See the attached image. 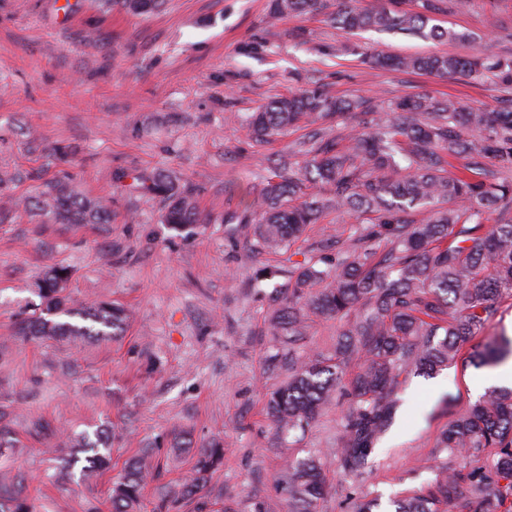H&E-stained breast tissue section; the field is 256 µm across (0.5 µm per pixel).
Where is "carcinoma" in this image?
Instances as JSON below:
<instances>
[{"label": "carcinoma", "mask_w": 512, "mask_h": 512, "mask_svg": "<svg viewBox=\"0 0 512 512\" xmlns=\"http://www.w3.org/2000/svg\"><path fill=\"white\" fill-rule=\"evenodd\" d=\"M132 15L160 10L163 0H101ZM451 0H376L372 8L341 0L330 23L347 34L376 31L460 43L467 34L436 23ZM323 0H270L268 18L317 14ZM373 68L438 78H492L512 88V55H387L364 44L338 45ZM347 112L356 124L336 132L311 129L288 154L267 158L257 193L237 216L250 254L278 252L310 224L334 210L352 219L370 215L349 235L328 234L321 250L336 256L288 266V295L270 317L283 342L303 336L308 315L340 322L336 355L308 357L268 402L280 431L304 433L336 394L339 373L351 361L357 372L342 418L336 449L342 471L359 477L378 438L391 423L409 372L432 375L462 356L463 344L479 336L512 296V96L491 109L427 93L403 96L378 111L372 97L340 96L327 83L274 97L247 119L252 139L264 143L300 124L332 120ZM128 187L164 200L161 222L176 229L204 223L191 186L166 172H139ZM27 205L58 224H110L106 201L84 195L68 180L48 182ZM72 270L49 267L38 283L41 303L24 314L18 334L26 338L120 336L129 316L121 305L100 302L72 308L65 295ZM68 320L61 321L59 317ZM85 321L79 325L73 318ZM512 357V338L486 340L473 351L477 366ZM76 445L93 452L90 470L110 459L111 444L88 435ZM493 451L491 473L461 465L443 468L431 488L393 501L394 512H502L512 501V389H491L448 420L438 453L463 458ZM223 445L212 442L197 456L173 502L197 494L208 473L221 465ZM325 456L287 464L283 493L290 512H319L327 494ZM150 475L146 458L131 461L112 483V512H138ZM468 486L470 498L462 499Z\"/></svg>", "instance_id": "obj_1"}]
</instances>
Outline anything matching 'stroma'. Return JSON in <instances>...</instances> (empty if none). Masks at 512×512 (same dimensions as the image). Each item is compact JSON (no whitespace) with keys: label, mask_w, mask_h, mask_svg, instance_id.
Returning a JSON list of instances; mask_svg holds the SVG:
<instances>
[{"label":"stroma","mask_w":512,"mask_h":512,"mask_svg":"<svg viewBox=\"0 0 512 512\" xmlns=\"http://www.w3.org/2000/svg\"><path fill=\"white\" fill-rule=\"evenodd\" d=\"M0 0V412L16 447L0 456L7 494L34 512H112L110 489L124 464L149 452L154 470L142 512H157L162 488L186 481L203 444L224 443V463L204 490L176 512H288L281 490L286 463L336 447L345 403L329 405L305 435L281 434L266 412L271 391L290 366L333 352L336 320L310 317L303 338L280 343L267 329L287 279H252L256 266L288 267L318 248L325 229L349 226L329 213L286 250L249 258L228 216L240 213L247 187L264 173L265 156L287 152L300 134L253 141L246 118L275 95L310 85L375 97L379 107L415 92L451 94L493 106L491 82L432 78L362 65L336 55L351 36L325 14L266 19L268 0H166L161 12L131 16L79 0ZM470 34L466 43L362 33L389 53L512 54V0H458L439 16ZM69 146L68 171L80 191L112 202L109 224H52L27 209L40 181L57 169L48 145ZM172 171L187 180L206 221L192 233L160 221L163 204L124 187L125 174ZM53 264L70 267L69 291L83 305L106 301L130 312L123 335L26 339L17 313L40 298L35 283ZM483 374L465 360L412 376L395 421L349 478L336 458L326 467L320 512H352L355 496L390 512L397 495L433 484L437 451L451 415L479 399ZM41 421L42 431L30 424ZM101 431L112 466L83 478L55 473L73 434Z\"/></svg>","instance_id":"35a3bbf8"}]
</instances>
